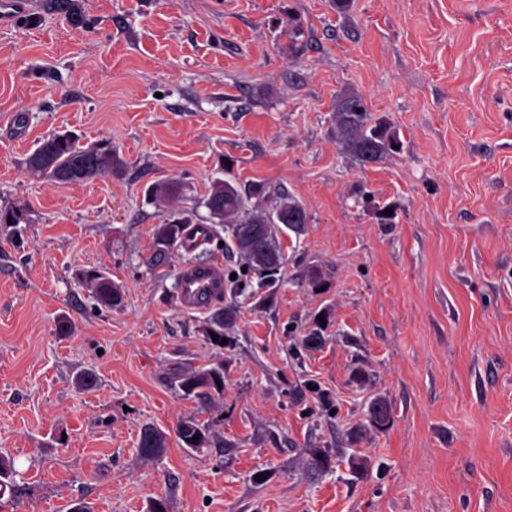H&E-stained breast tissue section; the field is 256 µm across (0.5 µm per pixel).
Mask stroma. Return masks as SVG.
Segmentation results:
<instances>
[{
	"instance_id": "stroma-1",
	"label": "stroma",
	"mask_w": 512,
	"mask_h": 512,
	"mask_svg": "<svg viewBox=\"0 0 512 512\" xmlns=\"http://www.w3.org/2000/svg\"><path fill=\"white\" fill-rule=\"evenodd\" d=\"M77 5L80 25L40 7L0 27V211L24 214L0 225V452L22 488L0 512H512V0ZM345 91L400 151L362 167L342 148ZM64 133L112 146L122 175L31 171ZM234 178L307 211L281 287L258 288L205 206ZM168 179L175 206L149 201ZM173 209L214 229L173 268L219 257L237 277L224 349L143 263ZM91 268L122 307L96 310L74 279ZM218 356L204 419L224 445L189 453L175 428L196 408L170 377ZM146 425L160 461L138 454ZM166 436L153 426H145L141 431L138 451L143 459L160 460L166 452Z\"/></svg>"
}]
</instances>
